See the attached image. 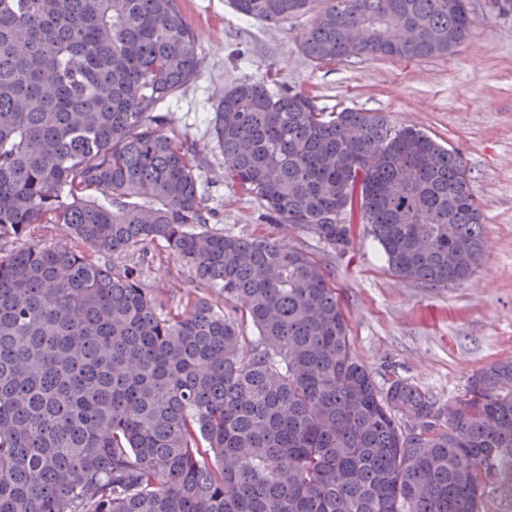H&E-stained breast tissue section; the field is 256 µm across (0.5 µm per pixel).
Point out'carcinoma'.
I'll use <instances>...</instances> for the list:
<instances>
[{"label": "carcinoma", "mask_w": 512, "mask_h": 512, "mask_svg": "<svg viewBox=\"0 0 512 512\" xmlns=\"http://www.w3.org/2000/svg\"><path fill=\"white\" fill-rule=\"evenodd\" d=\"M311 2L232 0L262 23ZM474 27L468 0H324L300 47L419 61ZM196 74L178 0H0V512H480L487 487L512 493V360L444 406L379 382L318 260L203 230L196 147L157 111ZM269 82L225 91L212 134L271 223L345 252L357 212L394 275L474 273L484 217L460 152ZM47 223L104 256L163 241L231 311L166 312L130 271L17 246Z\"/></svg>", "instance_id": "carcinoma-1"}]
</instances>
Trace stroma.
I'll list each match as a JSON object with an SVG mask.
<instances>
[{
    "label": "stroma",
    "instance_id": "35a3bbf8",
    "mask_svg": "<svg viewBox=\"0 0 512 512\" xmlns=\"http://www.w3.org/2000/svg\"><path fill=\"white\" fill-rule=\"evenodd\" d=\"M196 37L199 71L159 106L165 133L199 151V191L214 217L212 231L244 238L270 235L321 262L349 324L354 356L377 377L398 376L439 403L463 397L476 370L512 359V17L488 0H470L476 27L455 55L421 61L363 55L317 64L300 50L313 14L277 24L237 13L229 0H181ZM271 76L302 90L328 111L383 113L391 127L419 128L460 150L483 214V260L463 282L430 288L394 276L378 243L354 221L353 244L339 253L293 224L270 225L260 201L224 178V158L210 119L231 86ZM139 275L172 310L205 297L224 307L219 289L203 287L194 270L162 243L112 257Z\"/></svg>",
    "mask_w": 512,
    "mask_h": 512
}]
</instances>
